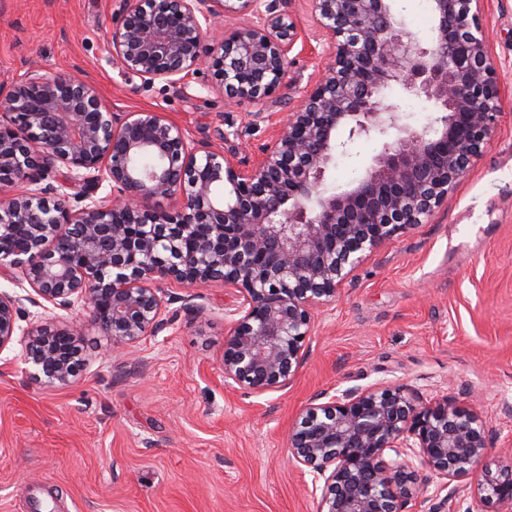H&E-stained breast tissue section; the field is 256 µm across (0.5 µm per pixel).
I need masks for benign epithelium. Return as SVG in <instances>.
<instances>
[{
  "label": "benign epithelium",
  "mask_w": 512,
  "mask_h": 512,
  "mask_svg": "<svg viewBox=\"0 0 512 512\" xmlns=\"http://www.w3.org/2000/svg\"><path fill=\"white\" fill-rule=\"evenodd\" d=\"M481 0H433L434 36L397 19L390 0H314L317 34L299 31L288 0H125L111 61L149 88L188 87L206 64L233 105L274 97L289 54L311 40L333 48L328 70L250 157L187 138L157 109L117 112L90 83L31 65L0 86V268L25 295L0 292V353L19 346L29 377L67 387L86 365L83 325L30 322L22 301L82 310L116 360L171 322L163 285L235 292L224 382L262 395L288 388L303 365L315 314L369 255L448 199L500 123L502 79L491 61ZM247 22L208 44L225 18ZM434 103L420 131L383 102L391 84ZM386 139L365 174L329 191L336 155ZM66 170L57 186L43 181ZM110 194L96 199L103 183ZM80 187L76 195L67 190ZM180 197L179 208L156 207ZM77 205H72V202ZM288 431V458L313 475L319 512H405L427 482L429 512L470 480L481 512L512 508V464H483L494 430L448 399L416 401L399 384L325 390Z\"/></svg>",
  "instance_id": "1"
}]
</instances>
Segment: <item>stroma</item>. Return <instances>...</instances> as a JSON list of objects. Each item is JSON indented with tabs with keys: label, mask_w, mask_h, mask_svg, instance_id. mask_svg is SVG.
Instances as JSON below:
<instances>
[{
	"label": "stroma",
	"mask_w": 512,
	"mask_h": 512,
	"mask_svg": "<svg viewBox=\"0 0 512 512\" xmlns=\"http://www.w3.org/2000/svg\"><path fill=\"white\" fill-rule=\"evenodd\" d=\"M123 0H0V83L31 64L93 83L119 112L156 108L189 139L253 151L324 73L326 45L296 54L278 97L230 108L200 68L186 90L110 61ZM481 22L504 79L502 117L447 201L368 257L315 323L308 359L288 389L255 396L225 385L220 359L234 297L201 289L199 316L172 321L125 365L99 354L77 381L49 388L0 352V512H317L312 476L287 454L288 429L317 393L403 385L424 401L478 406L493 425L488 467L512 461V0H484ZM268 121L252 124L253 111ZM382 147L338 157L331 186L358 178Z\"/></svg>",
	"instance_id": "35a3bbf8"
}]
</instances>
